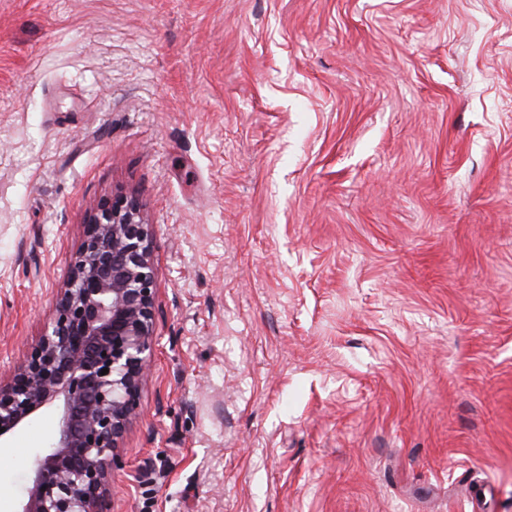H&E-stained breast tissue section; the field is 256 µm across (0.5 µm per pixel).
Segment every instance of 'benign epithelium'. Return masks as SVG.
Listing matches in <instances>:
<instances>
[{
  "instance_id": "7a95c632",
  "label": "benign epithelium",
  "mask_w": 512,
  "mask_h": 512,
  "mask_svg": "<svg viewBox=\"0 0 512 512\" xmlns=\"http://www.w3.org/2000/svg\"><path fill=\"white\" fill-rule=\"evenodd\" d=\"M150 238L135 199L100 200L46 332L0 382V442L52 413L49 446L11 512H102L110 497L157 345Z\"/></svg>"
}]
</instances>
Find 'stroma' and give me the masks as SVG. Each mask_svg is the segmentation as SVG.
<instances>
[{"mask_svg":"<svg viewBox=\"0 0 512 512\" xmlns=\"http://www.w3.org/2000/svg\"><path fill=\"white\" fill-rule=\"evenodd\" d=\"M107 195L158 280L105 512H512V0H0V380Z\"/></svg>","mask_w":512,"mask_h":512,"instance_id":"1","label":"stroma"}]
</instances>
